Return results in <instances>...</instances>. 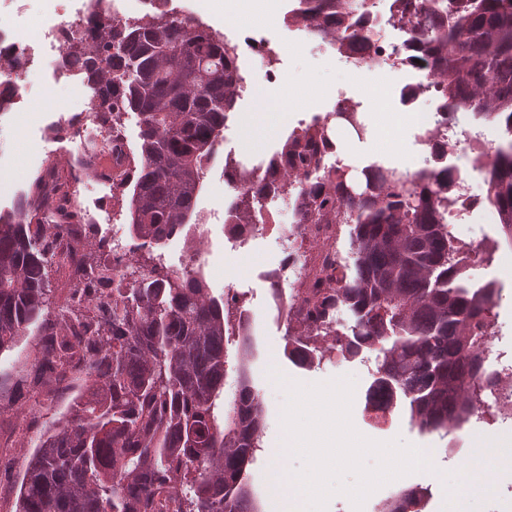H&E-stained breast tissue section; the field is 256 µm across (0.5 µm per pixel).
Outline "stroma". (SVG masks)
I'll return each instance as SVG.
<instances>
[{"label": "stroma", "mask_w": 512, "mask_h": 512, "mask_svg": "<svg viewBox=\"0 0 512 512\" xmlns=\"http://www.w3.org/2000/svg\"><path fill=\"white\" fill-rule=\"evenodd\" d=\"M289 0H250V8L238 12V0H180L186 17L210 26L217 33L235 36L238 29L264 31L283 19ZM283 49L278 78L266 84L263 64L257 57L244 54L238 59L241 71L257 75L258 92L238 97L224 129L220 156L205 173L197 208L214 213L213 223L193 227L189 235H178L163 249L169 270L183 272L185 256L195 254L204 262L203 272L213 295L235 292L241 305L253 319L255 348L240 351L229 345L226 394H233L238 369H245L251 385L262 402L263 424L256 462L250 470V489L263 512H280L291 504L288 486L282 477L301 468L297 457L282 450L283 429L280 422L285 391L269 375L277 369L291 380L304 384L327 382L349 376L355 381L351 419L358 432L376 441L396 438L423 449L434 469L405 475L374 491L365 501L363 512H374L381 501L399 489L410 486L430 487L432 497L426 512H444L445 490L442 473H457L462 479L458 497L460 505L473 512H512V473L487 469L488 459L512 453V424L502 425L495 406L486 418L471 417L458 426H449L447 437L421 432L411 421L407 409L395 408L392 421L384 427L369 423L363 391L373 379L375 357L346 360L325 354L320 362L301 368L285 354L286 338L298 332L297 323L287 322L269 304V285L264 273L278 266L294 250L295 218L292 198L282 193L268 200L274 217L273 228L258 227L253 237L237 242L224 234V190L222 167L226 156H244L258 161L281 148L288 135L311 123L316 117L333 110L339 95L361 100L378 96L399 98L401 87L411 82L412 72L374 68L361 74L348 73L334 51L313 42H300L295 28L282 29ZM59 51L48 52L41 67L23 78L31 88L29 95L0 112V215H14L30 196V182L44 160H51L57 178L70 187V193L88 213L97 217L91 225V239L110 237L111 220L127 224L129 194L122 187L105 193L97 183L96 170H88L84 184L71 183L70 160L80 148L77 133L66 141L45 139V128L56 125L64 112L82 105L90 89L82 83L61 85L55 62ZM253 123L257 131L255 146H247L244 123ZM388 136L405 157L404 170L432 163L429 147L421 146L416 126L405 124L381 132L367 123L362 138H351L350 153L343 161L353 169L371 164L367 145ZM472 191L482 199L469 223L452 232L459 247L470 251L482 249L481 261L470 263L467 275L471 284L495 283L496 303L492 309L493 326L489 341L494 351L512 358V243L506 242L503 228L493 207L485 201L488 185L481 168L469 169ZM39 346L35 336L19 337L15 345L0 352V512H16L21 480L30 456L40 443L41 435L68 418L69 404L83 389L78 373H68L65 380L51 383L47 392L32 396L29 384L34 372V355Z\"/></svg>", "instance_id": "1"}]
</instances>
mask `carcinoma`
I'll return each mask as SVG.
<instances>
[{
  "mask_svg": "<svg viewBox=\"0 0 512 512\" xmlns=\"http://www.w3.org/2000/svg\"><path fill=\"white\" fill-rule=\"evenodd\" d=\"M398 20L419 18L404 49L427 69L428 84L458 114L497 120L512 147V0H399ZM354 0H299L288 24L323 37L341 33L351 52L369 51ZM62 63L77 66L94 90L92 111L117 124L139 117L138 165L130 188L129 232L154 250L199 223L195 201L223 142L241 75L235 48L210 28L164 10L116 21L103 18L92 42L66 41ZM327 124L314 119L288 136L266 178L243 194L235 226L253 223V202L292 191L300 176L301 224H351L354 272L333 269L306 289L288 317L303 331L285 352L309 367L324 348L344 359L376 353L374 393L409 406L426 431L460 425L488 404L477 379L492 327L496 288L466 283L468 256L444 223L448 179L393 168L326 166ZM487 200L512 242V150L498 149ZM38 198L17 218H0V351L35 331L32 390L56 374L86 375L66 423L43 433L25 469L18 512H258L247 487L262 423L259 396L237 370L225 402L230 339L253 347L238 299L214 296L199 268L181 275L162 264L107 291L110 266L94 262L67 224H42ZM59 255L98 273L79 280L72 298L89 314L45 311V263ZM347 308L350 332L334 328ZM422 489H401L384 512H424Z\"/></svg>",
  "mask_w": 512,
  "mask_h": 512,
  "instance_id": "obj_1",
  "label": "carcinoma"
}]
</instances>
